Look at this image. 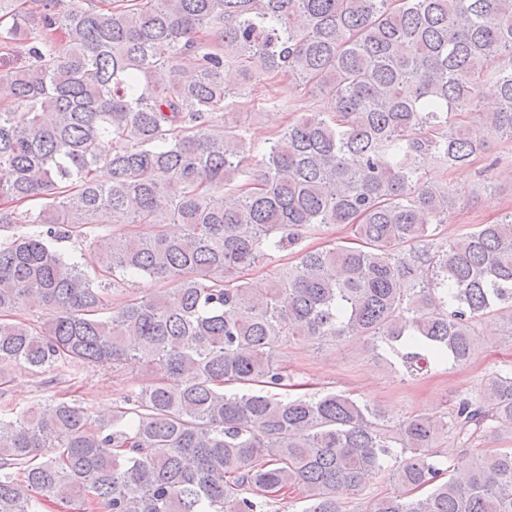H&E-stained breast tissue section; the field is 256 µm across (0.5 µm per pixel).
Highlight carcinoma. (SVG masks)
Here are the masks:
<instances>
[{
    "mask_svg": "<svg viewBox=\"0 0 512 512\" xmlns=\"http://www.w3.org/2000/svg\"><path fill=\"white\" fill-rule=\"evenodd\" d=\"M229 65L254 107L281 78L325 107L255 159L224 122ZM0 87V229L23 227L0 242V363L150 374L109 423L58 399L0 414V512H271L296 488L301 512H342L393 458L397 493L369 512H512V452L476 448L512 432V370L393 426L274 393L295 336L362 339L410 376L469 362L486 316L512 340V211L441 243L455 197L421 171L512 142V0H0ZM103 223L146 231L90 235ZM322 225L359 246L299 248ZM74 238L93 262L55 249ZM269 252L297 262L254 288ZM129 277L171 287L120 298Z\"/></svg>",
    "mask_w": 512,
    "mask_h": 512,
    "instance_id": "cac0c4a2",
    "label": "carcinoma"
}]
</instances>
